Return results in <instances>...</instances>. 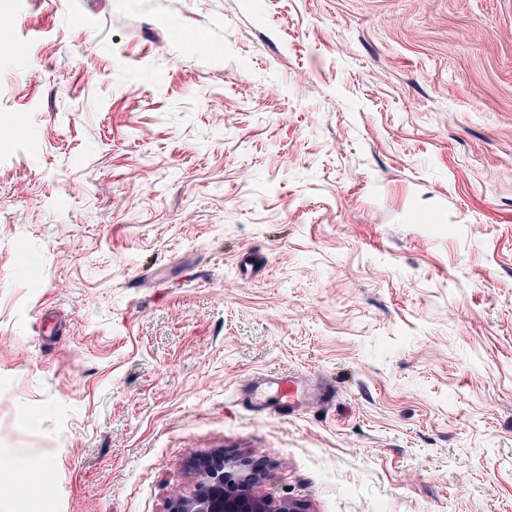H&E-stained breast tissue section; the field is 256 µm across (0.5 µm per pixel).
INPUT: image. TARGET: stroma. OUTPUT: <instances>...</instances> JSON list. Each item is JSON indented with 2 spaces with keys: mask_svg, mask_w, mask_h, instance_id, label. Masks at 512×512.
<instances>
[{
  "mask_svg": "<svg viewBox=\"0 0 512 512\" xmlns=\"http://www.w3.org/2000/svg\"><path fill=\"white\" fill-rule=\"evenodd\" d=\"M216 451L512 512V0H0V498L165 512ZM267 392L276 393L281 399L288 402L289 410L295 411L300 406L310 402L323 400L329 395L326 388L318 389L313 395H307L305 384L297 378L289 376L288 381L283 385L278 382H272Z\"/></svg>",
  "mask_w": 512,
  "mask_h": 512,
  "instance_id": "stroma-1",
  "label": "stroma"
}]
</instances>
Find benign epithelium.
Segmentation results:
<instances>
[{"label": "benign epithelium", "instance_id": "benign-epithelium-1", "mask_svg": "<svg viewBox=\"0 0 512 512\" xmlns=\"http://www.w3.org/2000/svg\"><path fill=\"white\" fill-rule=\"evenodd\" d=\"M197 466L200 480L194 492L172 499L166 512H271L254 493L259 474L246 460L219 453Z\"/></svg>", "mask_w": 512, "mask_h": 512}]
</instances>
